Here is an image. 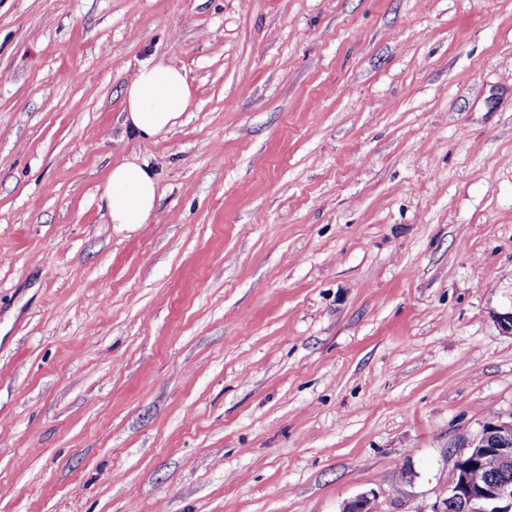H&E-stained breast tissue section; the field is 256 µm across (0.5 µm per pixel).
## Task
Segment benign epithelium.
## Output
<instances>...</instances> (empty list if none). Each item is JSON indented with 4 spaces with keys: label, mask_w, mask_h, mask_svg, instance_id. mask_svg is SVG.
<instances>
[{
    "label": "benign epithelium",
    "mask_w": 512,
    "mask_h": 512,
    "mask_svg": "<svg viewBox=\"0 0 512 512\" xmlns=\"http://www.w3.org/2000/svg\"><path fill=\"white\" fill-rule=\"evenodd\" d=\"M466 446L470 453L455 456L447 498L433 512H512L511 480L478 484L472 479L489 460L501 473L512 471V416L484 423L479 435Z\"/></svg>",
    "instance_id": "obj_1"
}]
</instances>
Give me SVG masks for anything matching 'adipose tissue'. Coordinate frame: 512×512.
I'll list each match as a JSON object with an SVG mask.
<instances>
[{
  "label": "adipose tissue",
  "mask_w": 512,
  "mask_h": 512,
  "mask_svg": "<svg viewBox=\"0 0 512 512\" xmlns=\"http://www.w3.org/2000/svg\"><path fill=\"white\" fill-rule=\"evenodd\" d=\"M193 98L185 74L161 61L143 64L125 90L124 121L146 139L176 126ZM101 199L110 223H150L160 199L158 179L147 164L125 161L114 166Z\"/></svg>",
  "instance_id": "obj_1"
}]
</instances>
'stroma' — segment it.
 I'll use <instances>...</instances> for the list:
<instances>
[{"mask_svg":"<svg viewBox=\"0 0 512 512\" xmlns=\"http://www.w3.org/2000/svg\"><path fill=\"white\" fill-rule=\"evenodd\" d=\"M510 311L512 0H0V512H432ZM192 98L181 69L162 61L147 62L126 87L125 124L143 138L159 137L176 126ZM160 199L158 179L147 163L124 161L112 167L101 200L112 224H148Z\"/></svg>","mask_w":512,"mask_h":512,"instance_id":"35a3bbf8","label":"stroma"}]
</instances>
